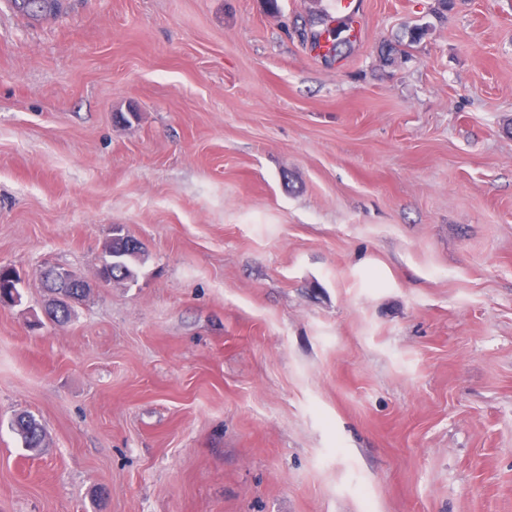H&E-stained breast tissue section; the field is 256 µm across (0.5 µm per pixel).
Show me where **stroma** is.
Returning a JSON list of instances; mask_svg holds the SVG:
<instances>
[{
    "label": "stroma",
    "instance_id": "stroma-1",
    "mask_svg": "<svg viewBox=\"0 0 512 512\" xmlns=\"http://www.w3.org/2000/svg\"><path fill=\"white\" fill-rule=\"evenodd\" d=\"M278 4L0 0V512H512V0ZM16 12L30 21L57 14L60 11V0H10ZM35 5L38 7L36 8ZM353 2L354 0H340V2H338V12L336 16L339 19L352 16L355 21H358ZM336 16H333L327 11H323L322 15L317 18V21H313V23L305 22L301 26H299L298 23L295 24L298 37H300L303 43H307L308 39H310V47L312 50H321L320 38L325 35V42L328 44V48L326 52L322 54V58L326 61L329 59L335 60L336 57L340 56L341 51L336 53L339 44H341L343 50V48L351 46L355 42L353 38L349 37L347 34V32L350 31V27L345 24L335 26ZM144 250L134 238L113 229L112 239L102 260V271L112 280L134 281L136 265L142 260ZM49 281H50V275H49L48 271L47 272L45 271L44 272L45 287L50 291L51 294L55 295L54 298L49 303L48 308H47V312H48L49 316L51 317L50 320L57 322V323L67 322L70 320V318L72 316V311H73L72 307L67 308L64 305H61V302L55 303L58 299L56 297V295L64 294V295H70V296L73 295L76 297L83 298L87 288H80L81 287L80 279L77 275L75 276L71 285L68 288H49V285H48ZM72 287H74V288H72ZM12 431L19 437L23 447L29 449L42 448L45 442V431L42 424L29 414H19L11 422Z\"/></svg>",
    "mask_w": 512,
    "mask_h": 512
}]
</instances>
